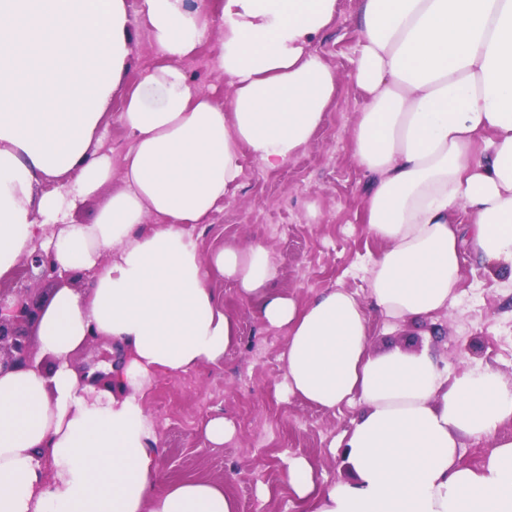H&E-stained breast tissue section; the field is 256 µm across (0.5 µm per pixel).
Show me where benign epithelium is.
Listing matches in <instances>:
<instances>
[{
    "label": "benign epithelium",
    "mask_w": 512,
    "mask_h": 512,
    "mask_svg": "<svg viewBox=\"0 0 512 512\" xmlns=\"http://www.w3.org/2000/svg\"><path fill=\"white\" fill-rule=\"evenodd\" d=\"M71 278L59 274L51 253L38 249L22 259L13 286L0 289V373L39 368L30 330L38 327L44 305L35 299V286L45 281L69 285Z\"/></svg>",
    "instance_id": "7a95c632"
}]
</instances>
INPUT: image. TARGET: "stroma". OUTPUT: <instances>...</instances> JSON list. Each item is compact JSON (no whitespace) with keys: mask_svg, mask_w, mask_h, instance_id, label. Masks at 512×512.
Here are the masks:
<instances>
[{"mask_svg":"<svg viewBox=\"0 0 512 512\" xmlns=\"http://www.w3.org/2000/svg\"><path fill=\"white\" fill-rule=\"evenodd\" d=\"M356 41L355 0H337L336 22L317 45L338 75L336 95L311 144L274 172L244 159L235 198L195 228L205 254L227 242L266 241L274 253V290L301 304L329 288L366 298L371 262L382 249L362 221L367 177L352 155V129L366 106L349 78ZM214 55L213 43H205L186 68L201 90L220 97L225 87ZM211 286L236 315L240 339L220 364L159 375L147 392L145 404L161 437L159 469L171 479L224 481L240 512H299L283 479L286 460L307 457L327 484L352 479L334 442L350 431L360 410L328 411L283 397L286 331L266 328L254 305L223 281ZM369 324L373 352L427 348L450 374L482 366L512 378V277L485 272L476 256L465 255L458 298L448 311L391 329L373 310ZM216 415L232 417L238 434L210 448L200 430Z\"/></svg>","mask_w":512,"mask_h":512,"instance_id":"1","label":"stroma"}]
</instances>
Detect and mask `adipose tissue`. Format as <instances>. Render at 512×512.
<instances>
[{"instance_id":"adipose-tissue-1","label":"adipose tissue","mask_w":512,"mask_h":512,"mask_svg":"<svg viewBox=\"0 0 512 512\" xmlns=\"http://www.w3.org/2000/svg\"><path fill=\"white\" fill-rule=\"evenodd\" d=\"M336 0H221L214 64L227 98L185 63L210 33L202 0H0V279L35 248L63 271L38 327L50 371L0 374V512H238L223 482L170 481L144 397L159 375L216 364L238 340L220 278L283 329L289 395L360 405L342 445L354 477L322 484L289 459L304 512H512V378L451 377L429 351L373 353L368 308L414 324L456 299L464 252L512 273V0H357L350 79L367 98L352 131L369 177L364 222L383 248L368 301L275 291L256 240L202 254L193 233L235 197L242 161L279 169L312 141L337 75L315 50ZM161 58L134 84L140 35ZM129 144L100 151L114 93ZM91 204L87 222L69 216ZM112 341L111 386L72 364ZM483 463L458 462L462 437Z\"/></svg>"}]
</instances>
